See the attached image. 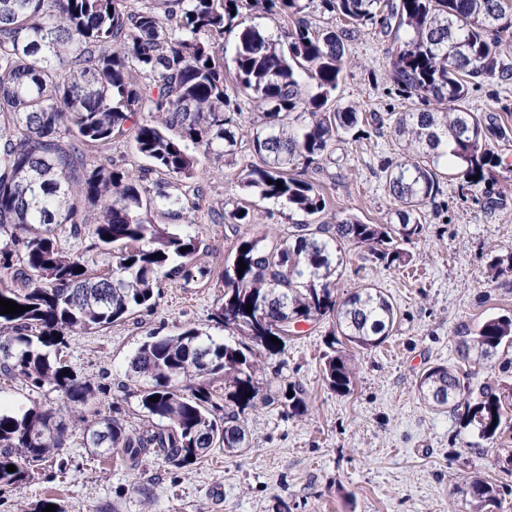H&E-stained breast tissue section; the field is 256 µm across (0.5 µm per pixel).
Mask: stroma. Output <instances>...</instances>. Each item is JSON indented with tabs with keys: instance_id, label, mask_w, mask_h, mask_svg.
I'll list each match as a JSON object with an SVG mask.
<instances>
[{
	"instance_id": "35a3bbf8",
	"label": "stroma",
	"mask_w": 512,
	"mask_h": 512,
	"mask_svg": "<svg viewBox=\"0 0 512 512\" xmlns=\"http://www.w3.org/2000/svg\"><path fill=\"white\" fill-rule=\"evenodd\" d=\"M391 50L378 28L352 33L336 98L361 112L363 135L338 143L320 169L307 174L323 186L330 213H352L370 224L394 216L395 203L376 170L397 150L388 129L373 118L415 104L387 80ZM467 104L475 112L497 113L512 127V80L482 83ZM497 151L502 166L487 172L478 187L457 179L442 183L426 209L424 235L408 247L410 267L356 257L344 264L339 295L374 284L400 311L394 335L360 355L350 394H336L322 379L320 355L331 319L303 324L300 336L263 360L261 400L243 415L251 445L242 455L218 450L182 469L150 456L130 473L74 441L64 451L66 474L39 470L33 480L0 493V512H33L47 498L59 512H468L457 487L472 471L512 484V476L493 464L495 444L464 429L459 417L425 406L415 390L427 367L459 362L461 325L512 314V278L488 283L482 277L493 254L512 251V141ZM251 159L243 147L207 156L195 180L203 198L189 217L205 245L198 261L211 277L190 284L165 278L151 314L75 333L63 350L80 377L98 384L94 401L100 409L130 429L147 425L137 387L126 376L146 336L191 326L223 337L214 314L224 289L220 275L237 238L262 232L278 238L293 222L286 207L242 186L240 172ZM239 205L250 208L253 223H231L227 214ZM216 209L225 219L214 221ZM294 383L306 391L308 411L291 417L279 400Z\"/></svg>"
}]
</instances>
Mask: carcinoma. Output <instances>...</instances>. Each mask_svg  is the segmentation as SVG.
Returning <instances> with one entry per match:
<instances>
[{"label":"carcinoma","instance_id":"carcinoma-1","mask_svg":"<svg viewBox=\"0 0 512 512\" xmlns=\"http://www.w3.org/2000/svg\"><path fill=\"white\" fill-rule=\"evenodd\" d=\"M308 7L303 0H0V299L29 307L0 315V375L32 392L55 391L78 413L69 432L34 401L0 411V488L17 487L54 461L66 473L60 451L74 438L129 471L149 454L177 469L216 450L241 454L249 438L240 414L257 403L263 354L279 348L270 337L287 342L282 324L296 336L300 324L332 318L322 373L343 395L352 391L357 355L392 336L398 312L381 289L336 297L346 251L363 248L367 260L408 265L399 245L423 234L442 162L469 187L501 163L495 145L512 131L493 112L470 111L466 100L485 81L512 78L500 37L512 27V0H317L321 13L344 22L318 29L301 17ZM256 8L287 18L289 27L272 35L246 23L244 10ZM368 24L393 37L390 82L421 102L389 117L398 153L379 166L398 223L367 224L349 214L322 224L327 200L304 172L331 144L355 135L359 112L335 93L349 31ZM233 30L228 81L224 33ZM249 99L264 111L249 132L257 161L242 170V184L299 219L286 238L263 234L232 249L217 310L228 339L186 327L142 342L127 372L140 383L150 425L131 431L94 405V383L79 378L62 348L76 331L153 310L161 278L189 283L207 275L196 263L198 233L166 231L151 218L152 175L186 182L197 176L201 156L231 151ZM141 112L155 120H138ZM120 138L132 140L146 166L133 172L112 163L108 152ZM163 198L176 220L191 209L187 197ZM85 202L98 206L92 237L115 262L102 275L89 273L83 255L60 239L64 228L82 237ZM487 271L494 280L511 274L512 253L493 257ZM511 348L512 317L505 315L486 318L459 341L463 361L503 373L512 360L499 353ZM219 378L232 409L214 400L211 381ZM416 389L430 408L460 416L484 441L512 434V381L492 373L473 388L448 363L425 369ZM289 390L281 406L291 417L304 414L305 392ZM9 465L16 471L7 472ZM458 492L470 512H487L505 494L477 473Z\"/></svg>","mask_w":512,"mask_h":512}]
</instances>
